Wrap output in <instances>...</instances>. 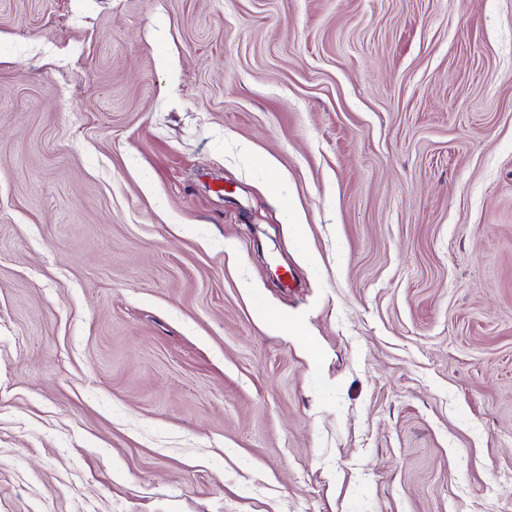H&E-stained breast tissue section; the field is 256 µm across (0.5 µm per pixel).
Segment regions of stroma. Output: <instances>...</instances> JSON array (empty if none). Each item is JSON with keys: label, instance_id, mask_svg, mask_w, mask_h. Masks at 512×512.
I'll return each instance as SVG.
<instances>
[{"label": "stroma", "instance_id": "obj_1", "mask_svg": "<svg viewBox=\"0 0 512 512\" xmlns=\"http://www.w3.org/2000/svg\"><path fill=\"white\" fill-rule=\"evenodd\" d=\"M0 512H512V0H0Z\"/></svg>", "mask_w": 512, "mask_h": 512}]
</instances>
